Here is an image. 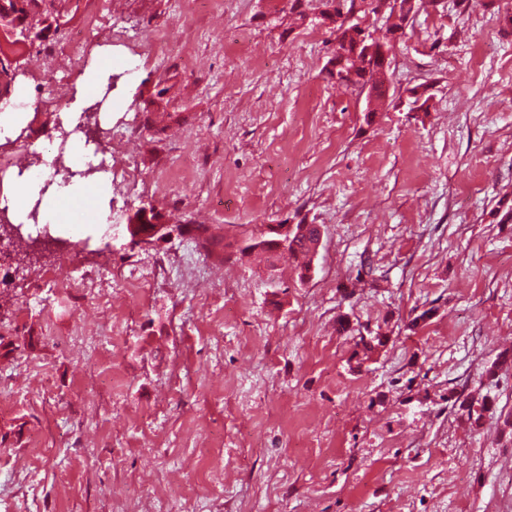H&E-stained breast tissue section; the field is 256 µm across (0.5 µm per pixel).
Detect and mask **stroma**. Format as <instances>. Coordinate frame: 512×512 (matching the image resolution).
Returning <instances> with one entry per match:
<instances>
[{
  "label": "stroma",
  "instance_id": "obj_1",
  "mask_svg": "<svg viewBox=\"0 0 512 512\" xmlns=\"http://www.w3.org/2000/svg\"><path fill=\"white\" fill-rule=\"evenodd\" d=\"M505 4L413 13L370 123L327 71L331 29L288 0H55L59 29L0 41L33 101L0 166L57 152L42 86L71 101L108 44L114 86L90 116L113 178L137 182L106 223L77 205L62 245L0 266V512H512ZM143 206L215 246L135 244ZM279 222L324 227L307 280L235 251ZM95 275L97 300L73 284ZM362 327L388 338L368 359ZM461 395L485 400L480 424Z\"/></svg>",
  "mask_w": 512,
  "mask_h": 512
}]
</instances>
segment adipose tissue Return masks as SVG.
<instances>
[{"label": "adipose tissue", "mask_w": 512, "mask_h": 512, "mask_svg": "<svg viewBox=\"0 0 512 512\" xmlns=\"http://www.w3.org/2000/svg\"><path fill=\"white\" fill-rule=\"evenodd\" d=\"M112 72V48L100 47L90 67L86 68L75 85L74 100L69 110L70 123H77L80 115L95 101L99 88L106 77ZM14 189L7 198L0 201L6 207L9 218L24 220L35 200H42V214L49 223L61 221L60 209L64 204L74 202L78 198L96 197L104 200L103 187L97 185L95 178L78 179L74 182H63L51 185L48 190H41L31 173L14 177Z\"/></svg>", "instance_id": "obj_1"}]
</instances>
